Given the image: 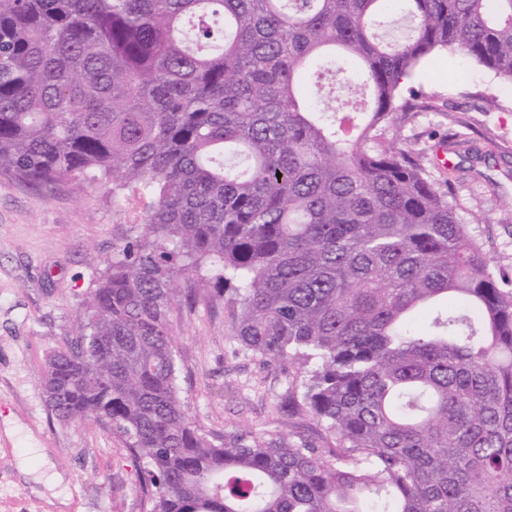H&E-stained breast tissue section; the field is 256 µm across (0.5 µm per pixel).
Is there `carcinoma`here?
<instances>
[{"label": "carcinoma", "mask_w": 512, "mask_h": 512, "mask_svg": "<svg viewBox=\"0 0 512 512\" xmlns=\"http://www.w3.org/2000/svg\"><path fill=\"white\" fill-rule=\"evenodd\" d=\"M441 50L512 84V0H0V174L133 213L42 382L146 461L147 512H512V287L457 168L386 138ZM179 281L231 291L335 446L194 425Z\"/></svg>", "instance_id": "carcinoma-1"}]
</instances>
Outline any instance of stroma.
<instances>
[{
  "label": "stroma",
  "instance_id": "obj_1",
  "mask_svg": "<svg viewBox=\"0 0 512 512\" xmlns=\"http://www.w3.org/2000/svg\"><path fill=\"white\" fill-rule=\"evenodd\" d=\"M437 111L396 114L391 136L430 149L468 130L481 149L512 162V85L463 56L443 51L410 80ZM499 109L483 111L484 98ZM460 215L495 270L512 276V177L477 163L457 174ZM130 233L112 210L109 187L61 181L44 188L0 175V507L6 512H144V465L111 430L58 421L46 405L42 365L62 347L76 315ZM180 398L199 429L224 436L250 429L318 446L336 439L310 413L292 411L302 394L295 368L246 350L236 338L239 308L231 296L199 291L172 317ZM30 475H22L20 465ZM64 481L54 485L52 474Z\"/></svg>",
  "mask_w": 512,
  "mask_h": 512
}]
</instances>
